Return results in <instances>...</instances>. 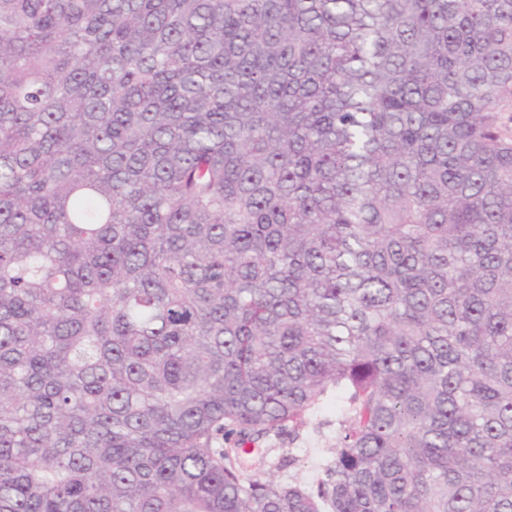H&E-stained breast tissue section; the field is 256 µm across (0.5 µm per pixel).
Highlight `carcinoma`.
<instances>
[{
  "label": "carcinoma",
  "instance_id": "carcinoma-1",
  "mask_svg": "<svg viewBox=\"0 0 512 512\" xmlns=\"http://www.w3.org/2000/svg\"><path fill=\"white\" fill-rule=\"evenodd\" d=\"M511 107L512 0H0V512H512ZM342 403L336 396L321 410L308 417L307 423L299 431L295 440L288 438V433L261 440L254 447H248V454L242 455V463L248 473L257 476L272 475L277 481L298 480L306 482L314 475L316 461L319 457L314 448H334L336 445V417L340 416ZM332 421L330 427H324L318 433V423ZM294 459L291 465L278 468L282 458Z\"/></svg>",
  "mask_w": 512,
  "mask_h": 512
}]
</instances>
